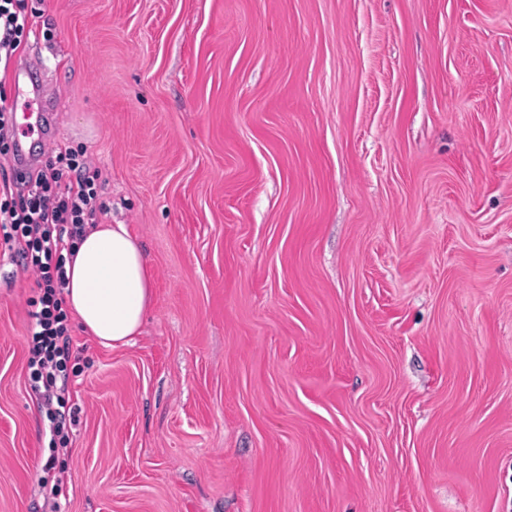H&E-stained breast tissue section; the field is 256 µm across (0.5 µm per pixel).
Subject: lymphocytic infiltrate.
<instances>
[{"instance_id":"lymphocytic-infiltrate-1","label":"lymphocytic infiltrate","mask_w":512,"mask_h":512,"mask_svg":"<svg viewBox=\"0 0 512 512\" xmlns=\"http://www.w3.org/2000/svg\"><path fill=\"white\" fill-rule=\"evenodd\" d=\"M31 32L28 0H0V62L11 61ZM100 177L86 147L67 146L52 152L34 177L0 180V242L36 277L27 366L33 393L48 405L70 360L65 254L107 211L97 191Z\"/></svg>"}]
</instances>
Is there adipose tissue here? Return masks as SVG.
Returning a JSON list of instances; mask_svg holds the SVG:
<instances>
[{
    "instance_id": "ef3b65f1",
    "label": "adipose tissue",
    "mask_w": 512,
    "mask_h": 512,
    "mask_svg": "<svg viewBox=\"0 0 512 512\" xmlns=\"http://www.w3.org/2000/svg\"><path fill=\"white\" fill-rule=\"evenodd\" d=\"M68 308L101 345L131 343L152 301L153 271L124 224L89 230L65 264Z\"/></svg>"
}]
</instances>
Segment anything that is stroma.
I'll list each match as a JSON object with an SVG mask.
<instances>
[{"label": "stroma", "mask_w": 512, "mask_h": 512, "mask_svg": "<svg viewBox=\"0 0 512 512\" xmlns=\"http://www.w3.org/2000/svg\"><path fill=\"white\" fill-rule=\"evenodd\" d=\"M28 3L155 287L54 447L0 254V512H512V0Z\"/></svg>", "instance_id": "1"}]
</instances>
